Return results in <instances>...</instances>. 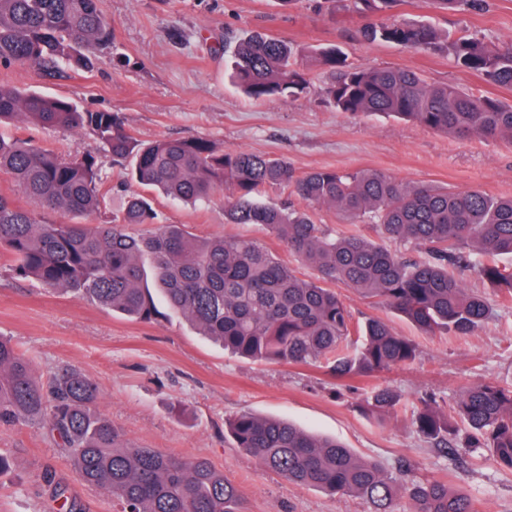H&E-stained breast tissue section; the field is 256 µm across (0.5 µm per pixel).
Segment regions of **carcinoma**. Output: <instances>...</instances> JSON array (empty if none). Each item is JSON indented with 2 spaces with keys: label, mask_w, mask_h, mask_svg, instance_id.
Here are the masks:
<instances>
[{
  "label": "carcinoma",
  "mask_w": 512,
  "mask_h": 512,
  "mask_svg": "<svg viewBox=\"0 0 512 512\" xmlns=\"http://www.w3.org/2000/svg\"><path fill=\"white\" fill-rule=\"evenodd\" d=\"M400 0H353L358 11L385 10ZM442 13L482 11L487 0H432ZM356 35L407 50L445 53L487 82L512 87V41L493 43L473 35L452 40L423 23L362 24ZM112 22L97 0H0V67L63 60L89 69L81 48L105 44ZM234 78L251 97L297 96L312 86L284 41L255 33L234 48ZM330 74L328 102L353 115L385 114L459 138L512 141V105L474 96L447 84H428L405 68H355L341 51L317 52ZM23 120L42 127L86 128L112 164L132 161L127 179L172 200L196 202L231 191L232 224H258L294 256L312 265L306 281L257 242L199 238L182 224H161L149 198L135 192L112 216L102 168L93 157L63 158L30 140L0 135V172L46 210L96 216L93 228L44 223L0 193V249L13 273L62 291L81 294L102 308L142 322L159 315L148 280L169 308L200 332L243 358L286 364L325 362L336 378L368 376L407 366L416 344L379 317L361 324L332 285L404 317L427 333H471L492 317L480 293L463 287L459 274L473 270L512 299V270L474 256H512V196L460 192L430 183L407 185L378 170L316 169L295 174L282 158L217 149L199 137L138 140L112 112L83 110L75 103L25 92L0 82V126ZM294 188L306 209L256 199L262 187ZM333 206L351 223L373 224L384 237L412 245L422 257L389 250L357 234L334 235L315 223L308 208ZM154 224L147 237L126 232ZM98 385L68 368L48 386L28 359L0 338V425L43 424L63 448L79 478L116 498L121 512H243L235 486L205 459L176 460L152 448L125 444L112 422L94 406ZM400 396L375 388L359 402L377 418L397 411ZM420 436L439 448L457 443L456 422L467 429L461 447L486 448L512 469V385L484 381L462 392L451 420L428 397L412 414ZM240 450L284 479L340 495L369 499L374 512H473L470 498L440 481L399 484L378 461L344 445L310 435L290 423L240 413L226 421Z\"/></svg>",
  "instance_id": "1"
}]
</instances>
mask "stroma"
Wrapping results in <instances>:
<instances>
[{"mask_svg":"<svg viewBox=\"0 0 512 512\" xmlns=\"http://www.w3.org/2000/svg\"><path fill=\"white\" fill-rule=\"evenodd\" d=\"M112 22L111 41L87 47L89 70L61 66L51 75L36 66L0 68V81L19 89L64 98L91 111L117 113L138 139L202 137L217 147L285 159L296 173L313 168L381 170L406 184L419 182L456 190L512 195V143L459 140L419 124L385 115L337 111L323 93L325 76L314 53L338 46L349 66H395L427 83L448 84L477 96L512 104V87H499L455 67L443 54L411 52L354 36L358 14H330L326 0H99ZM377 22L426 21L444 32H468L493 42L512 40V0H491L488 11L444 14L430 0H402L375 13ZM261 31L288 42L313 87L296 98L256 100L231 79L233 58L224 48ZM9 136L32 140L62 156H95L120 211L136 187L125 167L102 156L85 129L40 127L23 122L0 127ZM230 192L196 204L157 196L162 223L182 224L199 237L251 238L303 278L311 266L297 262L271 233L256 224L229 223ZM340 293L356 320L377 316L414 340L417 359L401 369L332 378L324 364L251 361L225 351L184 318L167 314L141 322L102 309L89 299L61 292L11 270L0 250V336L29 359L42 380L67 368L84 372L100 388L96 409L111 419L123 440L184 458H203L237 489L246 512H372L361 497L331 495L299 486L261 469L242 454L225 429L241 412L284 419L301 430L335 438L356 455L384 464L399 477L408 463L415 480L436 479L462 490L475 512H512V471L486 449L455 455L419 436L413 410L435 396L453 413L455 401L472 384L512 381V304L487 290L497 312L469 335L422 333L417 326L375 307L351 288ZM387 386L402 407L385 420L362 414L358 403L372 388ZM0 512H120L111 495L85 486L46 427L20 422L0 426ZM64 497H57V490Z\"/></svg>","mask_w":512,"mask_h":512,"instance_id":"obj_1","label":"stroma"}]
</instances>
